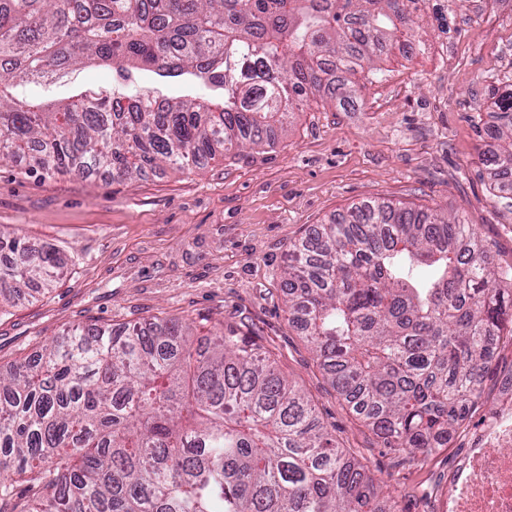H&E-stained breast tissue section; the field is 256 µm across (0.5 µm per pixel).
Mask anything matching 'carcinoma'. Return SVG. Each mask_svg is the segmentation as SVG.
<instances>
[{"mask_svg":"<svg viewBox=\"0 0 512 512\" xmlns=\"http://www.w3.org/2000/svg\"><path fill=\"white\" fill-rule=\"evenodd\" d=\"M426 0H0V165L132 179L273 146L312 96L345 105L351 76L411 50ZM214 95L34 102L20 82L79 64ZM512 171V91L492 92ZM56 251L0 230V315L50 287ZM288 326L384 448L448 447L512 326V264L457 214L368 201L292 243ZM336 445L312 400L234 332L179 319L54 341L0 370V501L11 512H396Z\"/></svg>","mask_w":512,"mask_h":512,"instance_id":"1","label":"carcinoma"}]
</instances>
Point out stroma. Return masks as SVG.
Instances as JSON below:
<instances>
[{
  "instance_id": "stroma-1",
  "label": "stroma",
  "mask_w": 512,
  "mask_h": 512,
  "mask_svg": "<svg viewBox=\"0 0 512 512\" xmlns=\"http://www.w3.org/2000/svg\"><path fill=\"white\" fill-rule=\"evenodd\" d=\"M410 19L423 51L395 48L378 61V75L357 73L350 104L310 101L274 147L128 181L0 166V229L53 245L64 264L49 290L0 317V366L91 324L176 318L195 321L202 335L233 330L310 393L338 445L391 490L397 512H443L448 470L512 372V344H502L483 401L448 447L426 457L390 451L289 327L283 282L292 241L370 200L462 213L497 261L512 262V181L493 186L479 156L497 143L478 134L492 121V89L512 76V0H430ZM130 83L164 97L188 90L181 81L157 85L147 71L126 80L107 65H79L18 92L50 101Z\"/></svg>"
}]
</instances>
